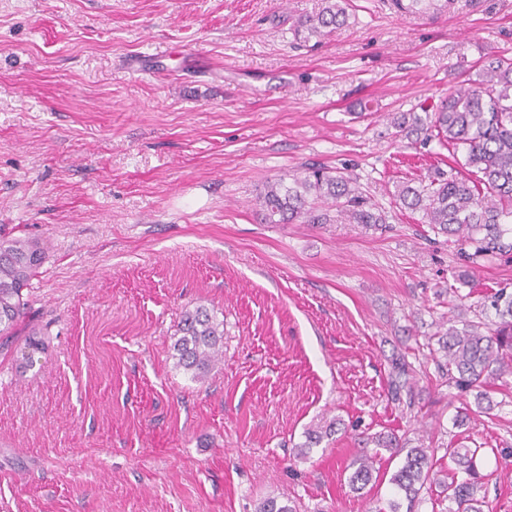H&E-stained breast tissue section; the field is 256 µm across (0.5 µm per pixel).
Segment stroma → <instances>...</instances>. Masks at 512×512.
<instances>
[{
    "instance_id": "35a3bbf8",
    "label": "stroma",
    "mask_w": 512,
    "mask_h": 512,
    "mask_svg": "<svg viewBox=\"0 0 512 512\" xmlns=\"http://www.w3.org/2000/svg\"><path fill=\"white\" fill-rule=\"evenodd\" d=\"M321 3L0 0V237L47 246L0 338V512H448L453 442L512 512V394L456 427L475 399L438 345L456 302L494 323L512 252L470 263L402 208L399 184L454 162L388 120L512 60V0H348L346 26L295 40ZM311 164L356 176L386 223H265L266 182ZM199 305L224 348L195 381L172 346ZM364 431L433 450L414 500L390 482L401 451L352 489ZM394 7L402 14L435 16L448 10V0H393Z\"/></svg>"
}]
</instances>
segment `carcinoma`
Masks as SVG:
<instances>
[{
    "label": "carcinoma",
    "instance_id": "1",
    "mask_svg": "<svg viewBox=\"0 0 512 512\" xmlns=\"http://www.w3.org/2000/svg\"><path fill=\"white\" fill-rule=\"evenodd\" d=\"M402 14L435 16L448 10V0H393ZM347 0H322L312 15L298 18L294 37L308 41L325 37L347 25ZM390 124L406 138H435L457 153H465L467 177L453 173L429 183L398 186L402 206L422 214V223L473 249L471 260L487 259L505 248L506 234L512 232V61L491 58L483 65L481 80L465 79L436 109L425 116L406 112L390 117ZM259 202L268 224H325L328 214L317 204L336 208L340 219L350 224H384L385 212L372 204L357 179L343 171L309 167L301 176L286 181L280 177L266 185ZM45 247L36 238L0 240V337L15 335V328L29 305L24 290L39 274ZM486 308L498 322L484 333L482 323L463 317L454 321L438 338L455 385L475 393L477 412L491 409L489 388L512 384V291L505 288L487 297ZM180 337L173 344L175 365L201 378L212 362L222 355L224 322L208 308L198 306L184 312L178 325ZM363 447L394 450L404 447L393 434H365ZM477 450L465 445L448 446V456L458 466L448 491V512H486L485 479L476 462ZM373 456L363 454L349 477L360 490L373 480ZM429 456L425 448L407 451L404 464L392 475L391 484L414 498L428 477Z\"/></svg>",
    "mask_w": 512,
    "mask_h": 512
}]
</instances>
